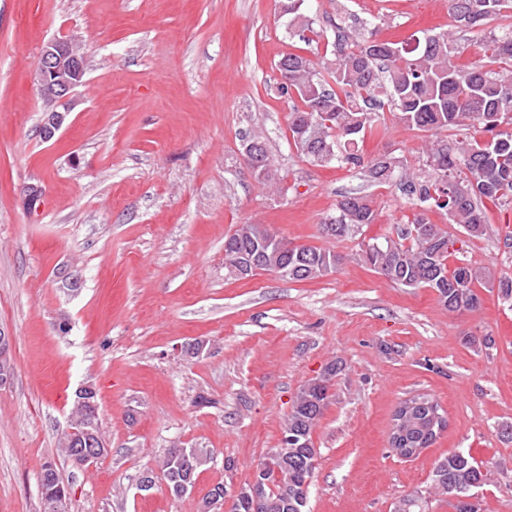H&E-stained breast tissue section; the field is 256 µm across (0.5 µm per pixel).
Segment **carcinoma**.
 <instances>
[{
    "instance_id": "1",
    "label": "carcinoma",
    "mask_w": 512,
    "mask_h": 512,
    "mask_svg": "<svg viewBox=\"0 0 512 512\" xmlns=\"http://www.w3.org/2000/svg\"><path fill=\"white\" fill-rule=\"evenodd\" d=\"M304 2L283 0L282 13L288 17V34L310 43L313 21L302 11ZM451 14L448 29L425 33L411 44L379 40L367 23L339 8L341 26L333 42V58L315 64L302 54L288 53L276 68L280 93L291 102L290 139L302 158L319 166L335 162L357 168L381 184L397 177L404 193L420 208L410 223L394 228L395 236L365 243L363 261L397 285L433 289L448 310L463 313L480 307L476 285L483 277L466 264L448 266V230L432 223L426 211L444 210L448 223L478 238L485 232V202L512 204V0H451ZM494 19L500 24L485 36L486 61L460 62L458 34L478 30ZM387 110L408 127L429 134L423 167L416 173L407 172L404 161L396 157H364L360 143ZM474 122L490 137L441 135ZM249 142L256 145L262 161V176L256 181L273 186L275 173L265 140L254 135ZM375 219L367 197L347 195L320 229L325 238L340 241L357 236ZM270 236L263 224L238 225L224 240L225 267L231 270L236 258L246 257L254 272L286 270L288 279L305 281L334 271L342 260L327 248L295 245L285 238L255 253V243ZM340 370L332 362L301 387L284 427V432L297 437L299 447L288 449L286 456L272 449L279 456L277 470L248 489V498L239 501L234 512H306L318 455L312 433L330 403ZM437 410L434 402L398 411L394 429L410 445L428 448L438 436L430 428L431 414ZM71 420L76 433L63 432L60 445L78 465L88 448L105 446L97 394L75 393ZM208 459L206 448L168 449L161 471L170 495L186 496ZM485 480L482 464L464 452L443 458L432 472L433 488L452 500L454 512H482L480 500L471 501L469 496ZM39 491L42 512H53L52 503L66 491L50 462L40 475Z\"/></svg>"
}]
</instances>
